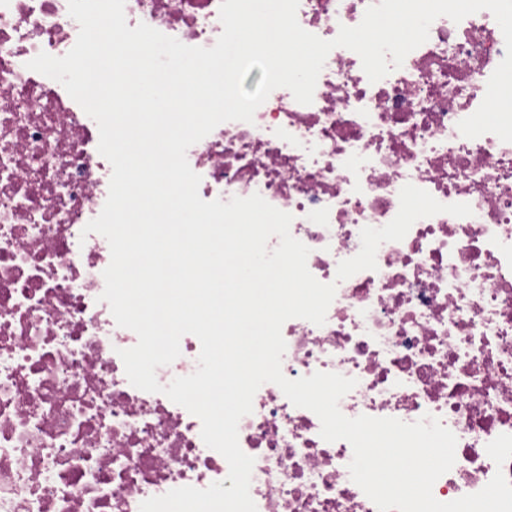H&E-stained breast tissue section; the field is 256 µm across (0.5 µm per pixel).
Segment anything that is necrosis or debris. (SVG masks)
<instances>
[{
  "label": "necrosis or debris",
  "instance_id": "necrosis-or-debris-1",
  "mask_svg": "<svg viewBox=\"0 0 512 512\" xmlns=\"http://www.w3.org/2000/svg\"><path fill=\"white\" fill-rule=\"evenodd\" d=\"M373 2L299 0L297 19L331 40ZM220 4L125 0V17L209 48L223 31ZM78 33L68 0H0V512H140L148 498L229 473L198 417L126 376L119 352L138 338L101 299L107 239L83 232L112 167L96 122L27 67L42 52L66 55ZM504 56L487 10L438 17L374 83L356 52L337 47L311 104L275 89L252 122L221 123L187 151L203 200L257 193L291 214L310 273L336 286L323 325L283 324L284 376L356 379L339 402L349 418L439 419L457 438L432 489L441 502L498 471L512 481V459L499 467L486 452L512 434V143L458 129ZM408 184L472 213L418 219L379 246L376 270L337 280L362 228L389 223ZM320 429L276 384L257 390L238 424L257 512H378L350 477L351 445Z\"/></svg>",
  "mask_w": 512,
  "mask_h": 512
}]
</instances>
